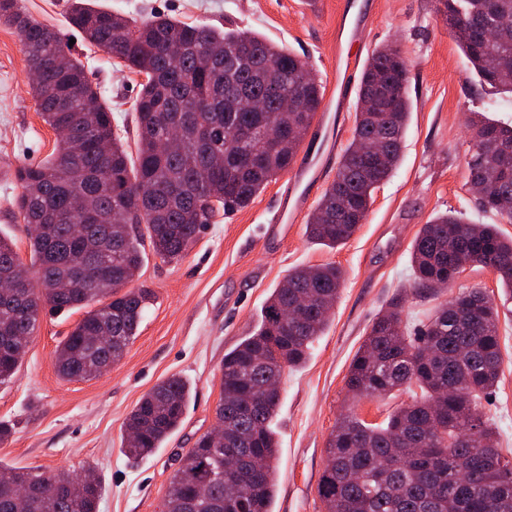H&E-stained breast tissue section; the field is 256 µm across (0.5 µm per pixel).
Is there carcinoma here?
I'll list each match as a JSON object with an SVG mask.
<instances>
[{"instance_id":"carcinoma-1","label":"carcinoma","mask_w":512,"mask_h":512,"mask_svg":"<svg viewBox=\"0 0 512 512\" xmlns=\"http://www.w3.org/2000/svg\"><path fill=\"white\" fill-rule=\"evenodd\" d=\"M437 4L480 85L512 94V0ZM68 19L85 42L145 76L132 105L136 152H129L111 106L69 44L22 0H0V26L20 36L28 69L64 60L31 90L44 123L66 132L52 155L15 171L31 281L26 296L0 291V382L17 371L46 311H84L56 349L63 378L90 380L96 364L121 357L154 297L133 286L144 238L160 259L182 258L203 225L248 206L290 168L323 98L307 62L250 30L124 16L93 0H70ZM407 84L399 48L374 51L361 80L352 143L306 224L314 243L334 249L347 241L375 189L397 170L411 112ZM284 98L296 108L282 109ZM272 116L283 131L274 147L263 134ZM170 126L181 131L178 152L162 146ZM370 140L385 144L379 162L358 153ZM467 184L480 210L512 224V125L475 120ZM411 262L417 294L449 287L476 263L512 295V237L495 224L439 213L419 229ZM20 263L13 241L0 236V273ZM343 280L334 263L301 266L272 290L257 331L224 354L216 407L222 449L205 434L197 440L173 476L163 512H272L280 396L265 388L285 367L306 361L329 319L310 310L290 320L288 312L302 297L333 307ZM402 316L403 300H391L356 352L345 388L354 398L374 399L414 385L421 397L380 424L352 412L341 416L317 487L324 512H512V460L497 448L482 411L502 362L498 307L470 288L442 304L415 336ZM190 398V386L175 375L144 394L126 420L125 429L136 432V440L125 441L126 453L145 457L161 447ZM226 455L241 464L216 479ZM255 457L263 470L257 482L246 483ZM2 474L11 480L0 481V512H17L16 483L32 487L27 512H95L99 480L92 470L74 475L0 464Z\"/></svg>"}]
</instances>
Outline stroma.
I'll return each instance as SVG.
<instances>
[{"label":"stroma","instance_id":"35a3bbf8","mask_svg":"<svg viewBox=\"0 0 512 512\" xmlns=\"http://www.w3.org/2000/svg\"><path fill=\"white\" fill-rule=\"evenodd\" d=\"M121 13L163 14L216 27L256 31L306 61L321 86L336 74L346 82L340 97L322 100L314 124L326 125L333 146L308 132L296 162L319 156V174L307 185L305 207L291 221L273 214L290 185L282 173L245 208L216 215L185 256L167 263L145 247L139 282L151 288L138 336L123 357L88 381L60 377L55 350L79 316L44 313L14 376L0 383V422L12 433L0 444V462L47 471L92 469L101 482L97 512H160L171 477L183 455L215 423L224 354L258 327L266 299L297 266L334 263L346 272L324 333L298 368L284 369L274 423L279 463L273 512H323L317 484L324 448L345 412V381L351 361L373 322L396 296L403 319L416 332L449 298L412 292L411 247L422 224L436 213L456 210L473 222L499 224L477 210L466 184L474 113L512 125V94L481 88L453 33L436 13L435 0H97ZM34 18L72 40L89 81L103 90L112 116L136 142L129 110L142 76L77 39L67 23L68 0H25ZM348 12L351 59L336 58L334 41L341 12ZM396 45L409 70L412 102L403 160L376 189L363 222L346 243L330 249L311 242L308 219L332 181L340 156L353 139L363 71L372 52ZM58 138L42 121L30 89L19 35L0 26V233L28 257L27 232L14 200L15 169L51 155ZM512 236V224H499ZM483 289L500 311V377L484 400V412L499 434V449L512 458V299L495 274L470 264L458 274L454 291ZM178 375L191 386L180 428L154 454L129 458L126 419L139 398L162 378Z\"/></svg>","mask_w":512,"mask_h":512}]
</instances>
